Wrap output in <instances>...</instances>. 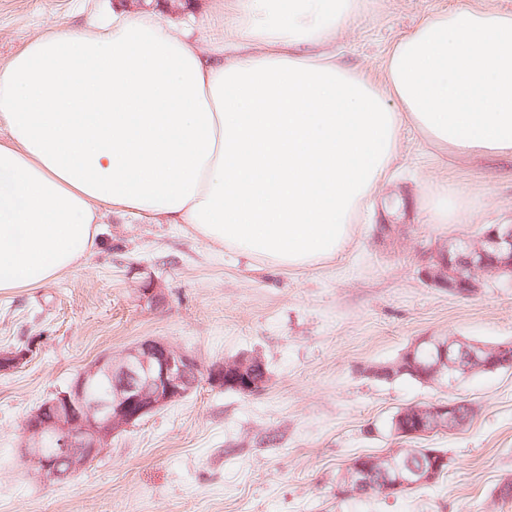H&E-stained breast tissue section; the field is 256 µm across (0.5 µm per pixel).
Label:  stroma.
<instances>
[{"instance_id": "1", "label": "stroma", "mask_w": 512, "mask_h": 512, "mask_svg": "<svg viewBox=\"0 0 512 512\" xmlns=\"http://www.w3.org/2000/svg\"><path fill=\"white\" fill-rule=\"evenodd\" d=\"M467 0H360L336 39L342 62L381 82L387 49L424 18ZM117 0H0V65L32 39L111 17ZM446 181L475 201L466 224H431L422 209ZM512 224V164L437 160L403 128L389 180L351 242L320 264L281 269L216 250L181 224L106 212L88 260L36 288L0 293V350L26 363L0 373V512H512L496 488L512 481V370L455 384L377 379L421 336L512 341V280L486 278L471 296L426 284L431 249ZM151 282L165 302L137 290ZM161 339L210 365L241 353L268 369L253 395L200 382L112 438L66 482L46 485L21 460L28 414L99 356ZM463 400L458 429L415 440L442 448L436 484L387 497L341 496L351 459L389 455L403 442L390 423L403 408Z\"/></svg>"}]
</instances>
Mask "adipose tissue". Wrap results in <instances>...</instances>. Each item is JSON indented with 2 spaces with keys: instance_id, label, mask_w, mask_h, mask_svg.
I'll list each match as a JSON object with an SVG mask.
<instances>
[{
  "instance_id": "obj_1",
  "label": "adipose tissue",
  "mask_w": 512,
  "mask_h": 512,
  "mask_svg": "<svg viewBox=\"0 0 512 512\" xmlns=\"http://www.w3.org/2000/svg\"><path fill=\"white\" fill-rule=\"evenodd\" d=\"M199 47L153 16L58 28L0 67V292L87 261L105 207L279 268L344 249L399 133L512 161V12L464 5L397 40L372 85L333 45L357 0H220ZM473 204L434 186L433 224Z\"/></svg>"
}]
</instances>
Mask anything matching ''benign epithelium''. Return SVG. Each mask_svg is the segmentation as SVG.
<instances>
[{
	"mask_svg": "<svg viewBox=\"0 0 512 512\" xmlns=\"http://www.w3.org/2000/svg\"><path fill=\"white\" fill-rule=\"evenodd\" d=\"M512 275V224H495L478 237L434 249L419 271L426 283L448 292L469 296L482 286L483 276ZM431 346L424 362L416 353ZM25 350H0V372L20 368ZM407 362L418 364L420 379L434 384L475 370L512 368V344L487 345L453 337L421 336L408 349ZM211 387H234L242 395L261 390L268 373L264 361L242 353L202 369L191 353L169 343L146 338L122 357L102 355L85 367L63 390L42 402L24 422L26 442L21 458L37 479L49 485L62 483L92 463L116 435L146 416L191 394L200 373ZM460 402H433L412 407L410 415L395 416L393 433L411 436L451 431L463 417ZM405 455L366 456L350 463L342 495L369 493L378 489L392 493L408 487L436 483L448 456L436 448H406Z\"/></svg>",
	"mask_w": 512,
	"mask_h": 512,
	"instance_id": "benign-epithelium-1",
	"label": "benign epithelium"
}]
</instances>
